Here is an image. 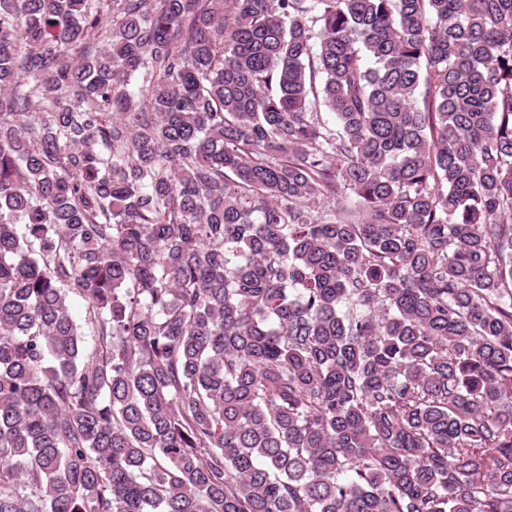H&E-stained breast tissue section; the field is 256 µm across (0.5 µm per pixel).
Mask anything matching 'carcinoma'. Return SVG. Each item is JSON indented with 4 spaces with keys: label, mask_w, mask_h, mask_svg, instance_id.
<instances>
[{
    "label": "carcinoma",
    "mask_w": 512,
    "mask_h": 512,
    "mask_svg": "<svg viewBox=\"0 0 512 512\" xmlns=\"http://www.w3.org/2000/svg\"><path fill=\"white\" fill-rule=\"evenodd\" d=\"M0 512H512V0H0Z\"/></svg>",
    "instance_id": "obj_1"
}]
</instances>
